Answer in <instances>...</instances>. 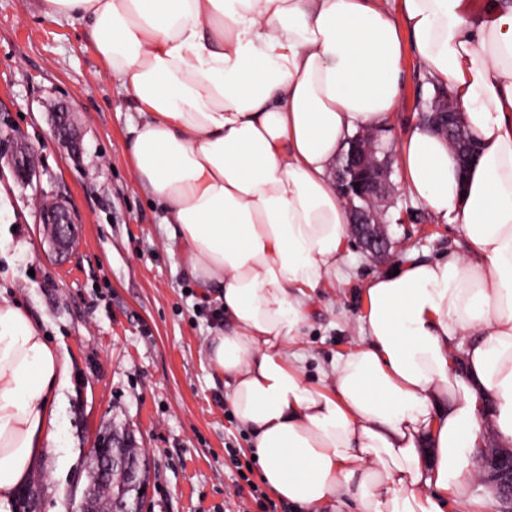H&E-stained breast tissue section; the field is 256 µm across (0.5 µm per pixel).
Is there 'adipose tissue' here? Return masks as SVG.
Returning a JSON list of instances; mask_svg holds the SVG:
<instances>
[{
  "instance_id": "adipose-tissue-1",
  "label": "adipose tissue",
  "mask_w": 512,
  "mask_h": 512,
  "mask_svg": "<svg viewBox=\"0 0 512 512\" xmlns=\"http://www.w3.org/2000/svg\"><path fill=\"white\" fill-rule=\"evenodd\" d=\"M38 5L86 21L138 105L135 180L217 291L227 326L208 360L265 487L294 512H480L477 452L512 444V0ZM409 48L483 147L461 181L424 124L397 146L404 188L461 226L465 253L367 280L366 342L313 380L296 349L306 301L335 279L351 222L330 171L347 136L399 110ZM69 373L29 309L0 297V512L56 441Z\"/></svg>"
}]
</instances>
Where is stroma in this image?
<instances>
[{"label": "stroma", "instance_id": "stroma-1", "mask_svg": "<svg viewBox=\"0 0 512 512\" xmlns=\"http://www.w3.org/2000/svg\"><path fill=\"white\" fill-rule=\"evenodd\" d=\"M402 69L400 110L379 131L391 149L417 119L416 97L432 94L414 54ZM66 105L80 136L77 156L51 131L54 109ZM138 120L84 25L53 22L36 0H0V137L29 145L39 161L29 185L0 164V181L13 185L15 226L0 241V294L35 315L71 372L55 403L57 441L31 474L40 483L38 510L68 512L70 499L81 498L83 456L117 423L133 431L148 462L144 512H264L251 438L206 357L207 337L224 326L215 316L220 305L188 275L161 211L134 180L130 127ZM391 179L398 190L386 214L389 256L369 257L348 235L347 277L309 302L299 347L310 378L363 339L365 279L412 258L464 251L459 225L430 220L400 188V171ZM42 196L67 203L75 216L65 255L53 251L39 221ZM19 243L28 252L16 254ZM232 448L250 468L241 489Z\"/></svg>", "mask_w": 512, "mask_h": 512}]
</instances>
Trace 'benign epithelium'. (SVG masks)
Returning a JSON list of instances; mask_svg holds the SVG:
<instances>
[{
	"mask_svg": "<svg viewBox=\"0 0 512 512\" xmlns=\"http://www.w3.org/2000/svg\"><path fill=\"white\" fill-rule=\"evenodd\" d=\"M72 108H62L53 113L52 132L63 145L75 150L78 148L74 130ZM428 127L436 134L448 137L459 123V113L448 109V99L438 98L424 116ZM477 148L462 146L454 154L459 174L469 167ZM7 159L16 179L24 184L33 182L37 176L35 151L27 146L6 143L0 144V160ZM392 172L390 154L380 159L375 148V138L371 134H361L347 140L345 148L336 159L335 185L341 195L355 194L367 206L351 207V225L360 239L363 248L374 256L387 254L393 246L386 225L380 220V205L388 201L395 188L390 181ZM42 223L52 229V243L55 247L65 244L71 235L74 216L71 211L54 202L45 203L41 212ZM117 460L107 452V446L96 441L84 457L85 467L104 480L108 478ZM484 482L495 492L500 502V512H512V449L486 447L480 458Z\"/></svg>",
	"mask_w": 512,
	"mask_h": 512,
	"instance_id": "benign-epithelium-1",
	"label": "benign epithelium"
}]
</instances>
